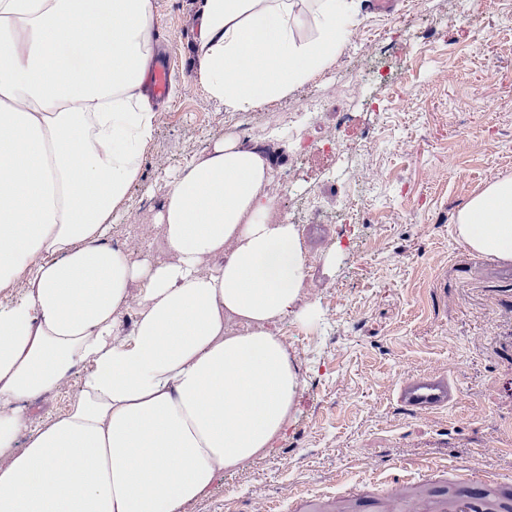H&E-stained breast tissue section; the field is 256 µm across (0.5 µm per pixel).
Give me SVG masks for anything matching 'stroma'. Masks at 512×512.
Instances as JSON below:
<instances>
[{
	"label": "stroma",
	"instance_id": "35a3bbf8",
	"mask_svg": "<svg viewBox=\"0 0 512 512\" xmlns=\"http://www.w3.org/2000/svg\"><path fill=\"white\" fill-rule=\"evenodd\" d=\"M153 2L172 88L155 105L141 184L130 191L137 221L114 224L111 239L142 240L159 257L155 220L169 175L213 136L245 126L253 143L267 123L259 111H226L202 85L200 0ZM311 95L325 97L326 108L290 128L296 148L273 157L281 185L274 219L290 220L299 197L321 212L301 227L312 257L307 299L319 312L279 326L303 380L295 417L267 456L218 476L186 512H224L229 500L290 512L294 491L338 494L393 464L415 473L436 466L430 483L443 490L460 467L488 463L511 487L512 451L491 446L512 427V263L469 251L454 227L474 192L512 173V0H483L477 9L400 0L390 15L361 11L335 62L268 109L285 119ZM336 130L349 156L379 170L377 181L334 178L336 156L318 144ZM294 158L301 176L292 183ZM357 195L369 217L331 222ZM429 368L453 377L458 404L400 418L397 386Z\"/></svg>",
	"mask_w": 512,
	"mask_h": 512
}]
</instances>
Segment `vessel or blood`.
<instances>
[{
    "mask_svg": "<svg viewBox=\"0 0 512 512\" xmlns=\"http://www.w3.org/2000/svg\"><path fill=\"white\" fill-rule=\"evenodd\" d=\"M173 67L170 60L159 61L150 76V89L155 97H166ZM460 392L447 373L426 370L405 379L395 393L397 403L409 415L441 412L457 404ZM426 477L411 474L386 475L378 486L381 495L374 504L375 512H502L505 501L500 484L490 468L478 466L468 473L466 484L453 494H430ZM356 488L345 491L344 499L317 496L304 491L294 494L293 512H346L358 503Z\"/></svg>",
    "mask_w": 512,
    "mask_h": 512,
    "instance_id": "1",
    "label": "vessel or blood"
}]
</instances>
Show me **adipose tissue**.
Here are the masks:
<instances>
[{
	"mask_svg": "<svg viewBox=\"0 0 512 512\" xmlns=\"http://www.w3.org/2000/svg\"><path fill=\"white\" fill-rule=\"evenodd\" d=\"M200 14L202 83L251 112L333 64L360 0ZM153 33V0H0V512H183L273 448L300 395L275 327L315 306L297 225L270 218L264 147L228 130L169 178L164 257L108 242L157 121ZM455 231L512 263V174ZM75 386L60 391L51 392L42 398L37 405H39L41 412H59L62 411L74 396Z\"/></svg>",
	"mask_w": 512,
	"mask_h": 512,
	"instance_id": "adipose-tissue-1",
	"label": "adipose tissue"
}]
</instances>
